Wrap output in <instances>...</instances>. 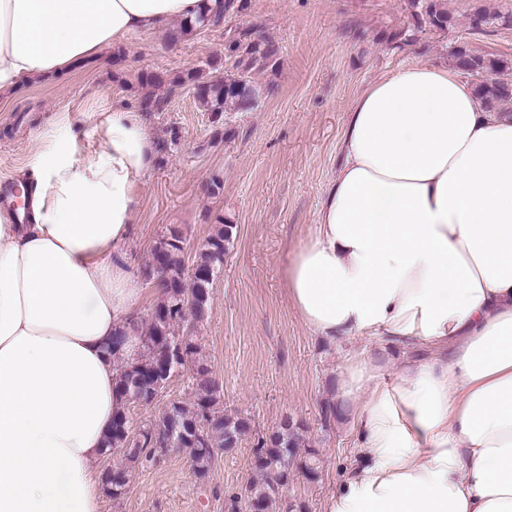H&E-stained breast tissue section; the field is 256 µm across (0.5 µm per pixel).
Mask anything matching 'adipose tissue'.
I'll list each match as a JSON object with an SVG mask.
<instances>
[{"label": "adipose tissue", "instance_id": "adipose-tissue-1", "mask_svg": "<svg viewBox=\"0 0 512 512\" xmlns=\"http://www.w3.org/2000/svg\"><path fill=\"white\" fill-rule=\"evenodd\" d=\"M218 0H0V93L55 79L134 34ZM94 122L85 142L73 119ZM39 142L30 223L0 212V512H101L117 403L106 349L141 290L123 247L156 145L119 102L62 117ZM312 234L283 268L302 321L329 340L432 352L366 392L358 452L326 512H512V116L448 67L372 83Z\"/></svg>", "mask_w": 512, "mask_h": 512}]
</instances>
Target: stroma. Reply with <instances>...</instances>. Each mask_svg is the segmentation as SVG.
<instances>
[{
  "label": "stroma",
  "mask_w": 512,
  "mask_h": 512,
  "mask_svg": "<svg viewBox=\"0 0 512 512\" xmlns=\"http://www.w3.org/2000/svg\"><path fill=\"white\" fill-rule=\"evenodd\" d=\"M447 2V30H423L396 48L382 35L412 25L408 0H247L219 26L185 35L174 22L134 35L121 47L103 48L92 66L65 80L32 83L0 100V182L10 183L19 170L38 167L37 141L79 103L103 95L134 108L146 98L160 101L144 118L167 151L138 190L124 247L134 271H142L170 227L186 237L190 263L216 224L236 226L210 317L194 334L223 385L225 410L248 416L253 433L215 459L207 482L171 453L134 471L126 496L104 499L102 512H227L230 496L255 475L258 436L286 417L303 422L306 442L320 451L319 480L297 476L288 495L305 512H323L357 446L352 415L366 398L339 394L349 357L380 363L391 375L400 361L424 354H388L363 338L334 344L316 337L288 295L283 266L316 222L323 189L341 160L347 112L369 84L414 62L453 64L460 47L512 63V0ZM479 13L486 21L477 29L472 20ZM249 27L280 47L276 66L257 76L264 95L251 111L217 120L204 111L193 85L143 82L149 72L174 78L190 71L208 81L211 61L230 67L224 46ZM216 178L223 187L215 195L210 184ZM188 397L182 374L152 404H130L131 434ZM340 401L344 412L325 419V407Z\"/></svg>",
  "instance_id": "obj_1"
}]
</instances>
